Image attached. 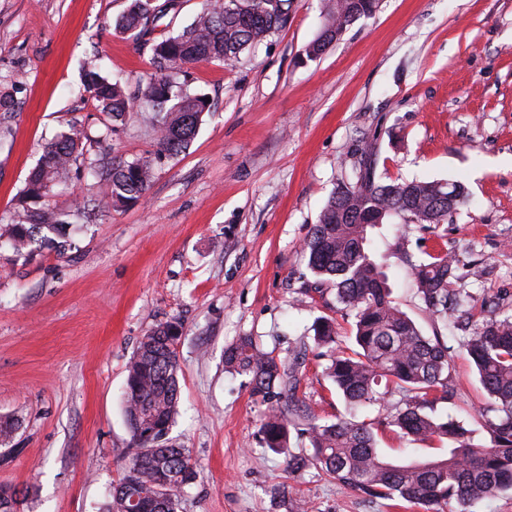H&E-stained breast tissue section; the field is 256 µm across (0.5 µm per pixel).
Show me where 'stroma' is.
Returning a JSON list of instances; mask_svg holds the SVG:
<instances>
[{
  "label": "stroma",
  "instance_id": "35a3bbf8",
  "mask_svg": "<svg viewBox=\"0 0 512 512\" xmlns=\"http://www.w3.org/2000/svg\"><path fill=\"white\" fill-rule=\"evenodd\" d=\"M152 36L189 25L203 0H155ZM129 0H0V224L21 220L19 192L57 133L98 136L107 117L82 91L84 62L129 90L153 73L151 46L115 30ZM319 0H294L285 29L238 60L191 67L190 90L209 97L188 150L162 158L144 199L98 208L106 185L74 174L53 190L64 217L84 206L76 249L42 250L26 262L0 249V486L29 490L19 512H98L122 472L129 434L122 410L126 365L157 324L182 326V413L170 445L197 472L179 512H421L388 508L316 470L290 479L265 452L263 406L247 377L224 370L241 336L304 362L299 397L320 420L345 411L302 350L323 302L305 296L300 248L329 194L372 144L378 181L461 180L470 202L426 229L393 219L372 230L376 257L402 309L426 335L435 328L409 285L413 263L439 251L462 262L459 287L512 311V0H381L313 60ZM147 113L130 112L95 145L104 161L155 150ZM454 393L440 408L487 444L478 379L445 330ZM385 461L446 455V444L377 432Z\"/></svg>",
  "mask_w": 512,
  "mask_h": 512
}]
</instances>
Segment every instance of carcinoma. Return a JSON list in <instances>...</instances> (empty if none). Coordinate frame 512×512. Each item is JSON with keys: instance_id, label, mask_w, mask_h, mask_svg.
Returning a JSON list of instances; mask_svg holds the SVG:
<instances>
[{"instance_id": "obj_1", "label": "carcinoma", "mask_w": 512, "mask_h": 512, "mask_svg": "<svg viewBox=\"0 0 512 512\" xmlns=\"http://www.w3.org/2000/svg\"><path fill=\"white\" fill-rule=\"evenodd\" d=\"M379 2L320 0L324 25L305 47L306 57L322 55L349 26L372 17ZM292 6L293 0H204L190 25L153 44L155 73L135 97L127 94L122 79L101 75L92 60L84 63L82 86L100 112L114 126L135 108L150 114L157 150L106 168L95 165L86 135L74 130L59 135L44 149L18 197L25 220L0 224V244L25 258L35 244L52 246L55 238L68 239L81 231L83 225L60 220L49 197L55 186L82 167L94 169L106 182L101 207L137 203L149 190L161 158L183 153L210 109L205 96L189 91L188 66L236 60L248 47L284 28ZM153 16L151 0H131L115 28L144 35ZM372 151L369 144L362 149L302 246L314 278L312 291L332 296L336 310L352 319L353 347L346 351L339 349L332 318L321 316L310 327L314 347L328 360L326 376L346 413L330 423L308 419L301 434L310 448L294 453L290 427L301 412L296 396L302 374L298 357L279 358L259 350L251 337L241 336L224 350V367L249 377L251 395L263 403L277 392L288 396V412L272 407L260 425L265 450L285 456L288 475L315 469L371 499L445 512L452 502L467 506L512 490V313L492 307L477 318L470 312L465 297L451 288L460 264L456 254L441 252L411 265L417 294L432 324L446 328L451 321L466 333L464 348L484 391L478 412L490 445L480 446L474 443L472 430L438 411V403L448 399V346L437 333L425 335L394 300L389 276L376 261L370 238V230L396 216L424 227L442 224L467 202L468 189L459 181L378 182L367 160ZM180 337L179 323L156 325L142 336L127 364L124 415L129 451L122 477L112 486L102 512H130L135 494L137 512H177L179 493L197 476L184 449L159 445L180 414ZM395 391L402 394V405L393 407L378 424L396 427L414 442L446 440V457L409 465L381 458L375 427L356 420L355 412L384 404Z\"/></svg>"}]
</instances>
